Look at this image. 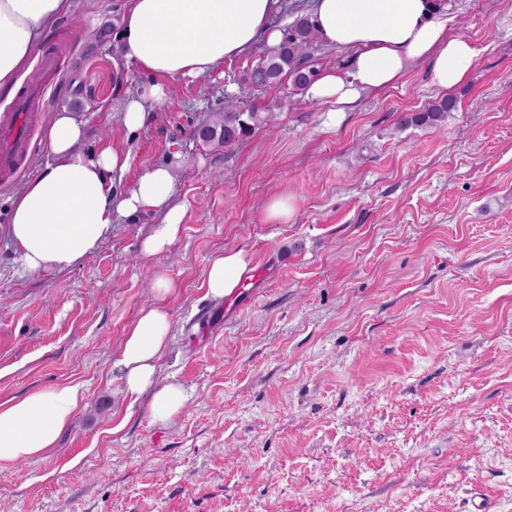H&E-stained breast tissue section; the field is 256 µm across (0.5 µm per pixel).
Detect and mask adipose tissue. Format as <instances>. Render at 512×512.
Wrapping results in <instances>:
<instances>
[{"label": "adipose tissue", "mask_w": 512, "mask_h": 512, "mask_svg": "<svg viewBox=\"0 0 512 512\" xmlns=\"http://www.w3.org/2000/svg\"><path fill=\"white\" fill-rule=\"evenodd\" d=\"M277 2L128 0L118 34L122 57L151 80L124 106L127 131L143 126L148 102L163 98L168 80L203 75L249 50L268 33ZM66 8V0H0V94L21 86L23 65ZM314 19L320 40L351 50L353 65L325 71L305 97L340 113L362 94L395 86L419 62L427 64L432 86L448 92L466 79L478 57L469 41L449 37L454 19L432 0H316ZM84 134L73 112L55 113L44 140L47 161L10 200L5 233L25 273L73 264L94 252L116 221L144 212L160 217L142 244L144 254L164 251L181 230L184 211L171 202L173 166H145L130 187L117 190L130 152L106 141L86 154L80 148ZM246 267L244 251L214 256L205 272L208 295L231 294ZM171 327L165 309L142 310L116 362L123 392L135 400L149 396V415L158 423L169 421L187 400L179 384L157 381ZM83 400L80 385L66 384L1 403L0 463L29 460L55 447Z\"/></svg>", "instance_id": "adipose-tissue-1"}]
</instances>
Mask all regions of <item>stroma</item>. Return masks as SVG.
Here are the masks:
<instances>
[{
  "mask_svg": "<svg viewBox=\"0 0 512 512\" xmlns=\"http://www.w3.org/2000/svg\"><path fill=\"white\" fill-rule=\"evenodd\" d=\"M70 2L34 63L43 93L19 168L0 180V402L60 384L85 400L55 448L0 466V512H472L478 493L512 512V0H444L450 36L479 55L441 125L394 128L440 97L423 63L333 122L287 83L241 94L261 40L168 81L133 134L122 110L149 78L117 49L126 0ZM236 94L276 127L230 148L193 139ZM62 109L85 122V153L130 151L122 186L173 166L184 217L166 251L142 253L160 220L146 213L68 267L18 272L7 199L45 163ZM281 194L292 220L264 223ZM237 249L267 274L214 333L206 267ZM159 274L173 283L162 298ZM158 301L172 317L159 379L187 394L164 424L115 366Z\"/></svg>",
  "mask_w": 512,
  "mask_h": 512,
  "instance_id": "obj_1",
  "label": "stroma"
}]
</instances>
